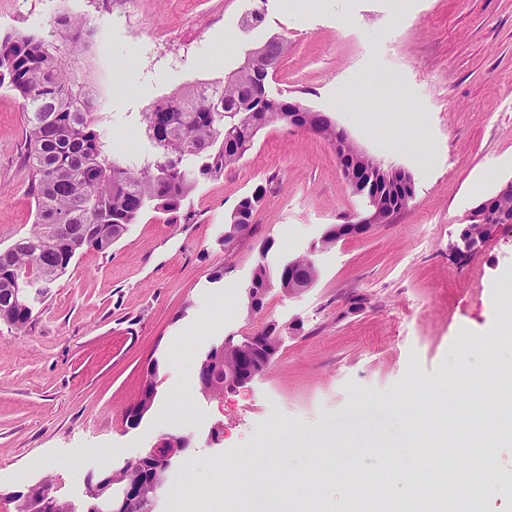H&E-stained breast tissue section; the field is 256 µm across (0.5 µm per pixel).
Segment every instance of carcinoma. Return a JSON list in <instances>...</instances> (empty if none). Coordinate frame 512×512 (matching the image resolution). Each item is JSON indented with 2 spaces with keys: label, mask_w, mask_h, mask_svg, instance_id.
<instances>
[{
  "label": "carcinoma",
  "mask_w": 512,
  "mask_h": 512,
  "mask_svg": "<svg viewBox=\"0 0 512 512\" xmlns=\"http://www.w3.org/2000/svg\"><path fill=\"white\" fill-rule=\"evenodd\" d=\"M60 25L46 36L0 40V86L8 85L22 100L26 165L36 205L33 230L0 249V323L17 332L27 329L32 311L5 305V289H35L41 300L77 252L101 250L149 210L190 223L196 185L224 175L253 147L260 130L288 122V100L272 104L268 94L254 97L253 89L266 77L239 69L229 80L209 82V96L196 94L191 85L140 113L155 152L116 161L89 87L77 74L84 20L66 15ZM156 113L163 119L154 129ZM261 201L243 196L225 231L251 223ZM55 224L62 230L54 231ZM294 262L311 287L318 278L313 260L305 256ZM161 479L144 483L140 512H154L153 488Z\"/></svg>",
  "instance_id": "obj_1"
}]
</instances>
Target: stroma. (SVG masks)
Listing matches in <instances>:
<instances>
[{
    "instance_id": "1",
    "label": "stroma",
    "mask_w": 512,
    "mask_h": 512,
    "mask_svg": "<svg viewBox=\"0 0 512 512\" xmlns=\"http://www.w3.org/2000/svg\"><path fill=\"white\" fill-rule=\"evenodd\" d=\"M62 14L86 19L78 75L115 158L153 153L140 112L276 36L289 51L269 95L408 168L415 196L321 249L366 201L329 141L277 123L198 184L191 223L149 211L107 251L77 254L25 332L0 323V494L45 481L84 512L91 474L173 435L190 443L155 512H357L364 497L435 512L438 472L464 478L473 448L491 469L467 512H512V226L448 254L465 215L512 180V0H0V38L45 34ZM28 174L21 101L0 87V248L34 223ZM259 185L251 237L225 249L226 217ZM305 255L316 283L272 288L249 315L255 266ZM268 322L283 332L266 372L219 400L181 389L225 338ZM149 378L154 404L130 425ZM248 448L261 468L238 466Z\"/></svg>"
}]
</instances>
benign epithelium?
I'll return each instance as SVG.
<instances>
[{
	"label": "benign epithelium",
	"instance_id": "obj_1",
	"mask_svg": "<svg viewBox=\"0 0 512 512\" xmlns=\"http://www.w3.org/2000/svg\"><path fill=\"white\" fill-rule=\"evenodd\" d=\"M266 46L262 45L247 51L240 66L260 72L269 67ZM288 124L304 128L313 134L332 123V119L322 114L319 120H306L310 108L299 102L288 104ZM340 170L346 185L356 194L367 199V208L349 224L336 226V239L366 234L378 224H386L400 208L405 207L414 197V180L411 173L397 165H386L366 151L359 148L346 134L332 143ZM512 201V181L500 186L491 196L482 199L465 217L466 228L460 242L452 247V252L459 257L476 251L487 242L500 228L504 204ZM280 339L276 328L262 327L236 346L237 360L234 367L224 370V391H234L245 386L261 373L255 364L256 348L265 345L269 338ZM154 392L151 381H145L139 402L126 411L130 424H138L150 407ZM185 448L179 437H165L149 450L148 459L159 473L165 472L171 465L172 458ZM85 495L91 505L89 512H137L141 500V483L136 479L125 482L118 496L110 492V486L102 482H86Z\"/></svg>",
	"mask_w": 512,
	"mask_h": 512
}]
</instances>
